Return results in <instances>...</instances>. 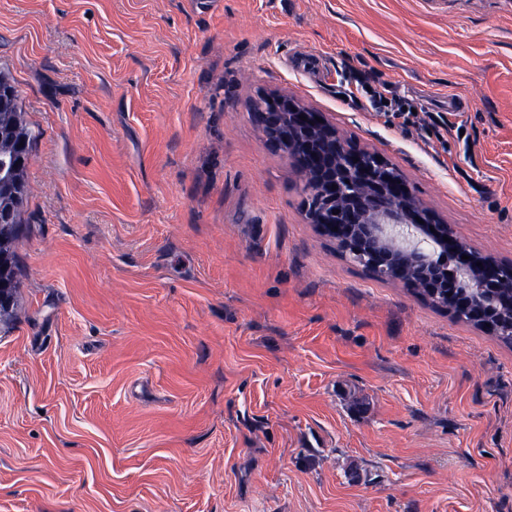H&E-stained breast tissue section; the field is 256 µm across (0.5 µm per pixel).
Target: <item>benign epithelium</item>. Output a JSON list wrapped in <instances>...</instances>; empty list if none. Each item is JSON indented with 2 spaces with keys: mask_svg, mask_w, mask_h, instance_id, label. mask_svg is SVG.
I'll return each mask as SVG.
<instances>
[{
  "mask_svg": "<svg viewBox=\"0 0 512 512\" xmlns=\"http://www.w3.org/2000/svg\"><path fill=\"white\" fill-rule=\"evenodd\" d=\"M258 99L269 103L254 112L260 131L303 176L307 217L341 252L409 288L512 289V264L463 259L468 250L454 231L376 153L352 144L328 121L318 122L319 112L284 98Z\"/></svg>",
  "mask_w": 512,
  "mask_h": 512,
  "instance_id": "benign-epithelium-1",
  "label": "benign epithelium"
}]
</instances>
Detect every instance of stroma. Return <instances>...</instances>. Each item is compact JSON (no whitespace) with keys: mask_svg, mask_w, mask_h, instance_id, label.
<instances>
[{"mask_svg":"<svg viewBox=\"0 0 512 512\" xmlns=\"http://www.w3.org/2000/svg\"><path fill=\"white\" fill-rule=\"evenodd\" d=\"M0 71L38 134L0 512H512V346L322 236L250 110L512 262V0H0Z\"/></svg>","mask_w":512,"mask_h":512,"instance_id":"1","label":"stroma"}]
</instances>
